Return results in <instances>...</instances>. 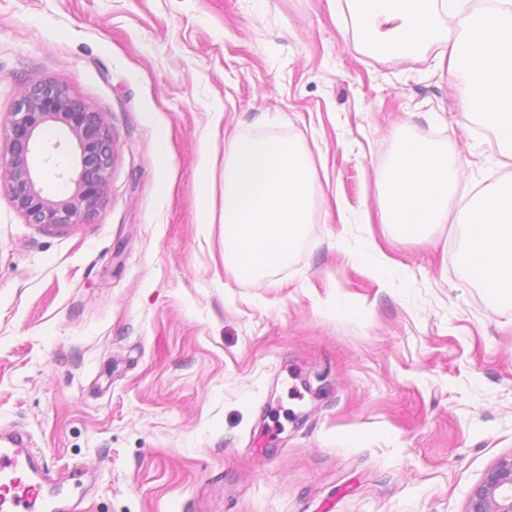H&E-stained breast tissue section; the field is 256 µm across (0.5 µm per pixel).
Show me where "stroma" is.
Instances as JSON below:
<instances>
[{"mask_svg":"<svg viewBox=\"0 0 512 512\" xmlns=\"http://www.w3.org/2000/svg\"><path fill=\"white\" fill-rule=\"evenodd\" d=\"M41 80L103 113L113 165L62 230L0 188V431L63 493L84 474L82 512H466L512 454V303L452 265L455 224H382L376 182L405 138L461 162L449 210L512 177L438 50L368 55L328 0H0V126ZM235 133L313 167L306 238L262 288L197 221ZM379 252L398 276L350 259ZM211 173L208 167L203 166L197 172V182L200 196L199 222L201 224H214V213L211 202Z\"/></svg>","mask_w":512,"mask_h":512,"instance_id":"obj_1","label":"stroma"}]
</instances>
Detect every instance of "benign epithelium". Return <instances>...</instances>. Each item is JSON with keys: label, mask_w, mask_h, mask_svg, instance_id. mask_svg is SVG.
I'll return each instance as SVG.
<instances>
[{"label": "benign epithelium", "mask_w": 512, "mask_h": 512, "mask_svg": "<svg viewBox=\"0 0 512 512\" xmlns=\"http://www.w3.org/2000/svg\"><path fill=\"white\" fill-rule=\"evenodd\" d=\"M48 124H60L69 133L73 163L64 177L73 189L66 196L47 195L41 174L32 163L40 147L50 152L61 143L46 140ZM0 150V173L7 192L29 224L45 229L82 224L103 201L112 168V135L102 113L74 97L54 81L24 88L14 102ZM467 512H512V455L489 469L475 488Z\"/></svg>", "instance_id": "obj_1"}]
</instances>
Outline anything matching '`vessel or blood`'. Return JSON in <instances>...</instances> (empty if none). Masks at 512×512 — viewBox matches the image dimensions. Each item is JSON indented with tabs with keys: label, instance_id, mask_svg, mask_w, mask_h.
I'll list each match as a JSON object with an SVG mask.
<instances>
[{
	"label": "vessel or blood",
	"instance_id": "1",
	"mask_svg": "<svg viewBox=\"0 0 512 512\" xmlns=\"http://www.w3.org/2000/svg\"><path fill=\"white\" fill-rule=\"evenodd\" d=\"M79 506L60 490L47 487L23 439L0 441V512H78Z\"/></svg>",
	"mask_w": 512,
	"mask_h": 512
}]
</instances>
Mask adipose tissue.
I'll list each match as a JSON object with an SVG mask.
<instances>
[{"label": "adipose tissue", "mask_w": 512, "mask_h": 512, "mask_svg": "<svg viewBox=\"0 0 512 512\" xmlns=\"http://www.w3.org/2000/svg\"><path fill=\"white\" fill-rule=\"evenodd\" d=\"M371 55L405 56L437 47L463 72V106L495 137L498 153L512 158V0L491 8L469 0H336ZM461 167L420 139L403 140L377 175L384 223L396 233L424 239L448 221V200ZM463 243L452 259L494 300L512 302V179L479 190L460 211Z\"/></svg>", "instance_id": "ef3b65f1"}]
</instances>
